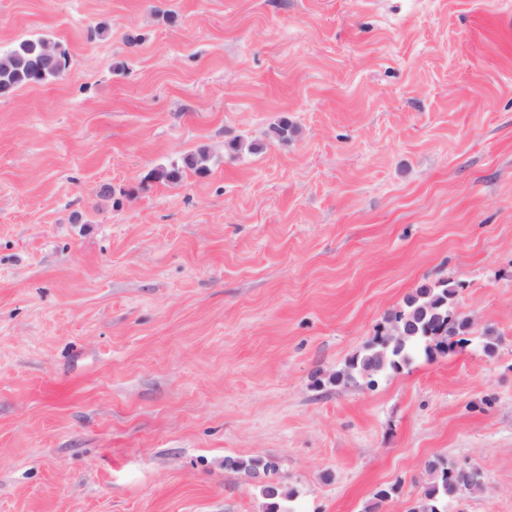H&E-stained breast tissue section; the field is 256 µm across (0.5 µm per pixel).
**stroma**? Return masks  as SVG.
Returning a JSON list of instances; mask_svg holds the SVG:
<instances>
[{"label": "stroma", "mask_w": 512, "mask_h": 512, "mask_svg": "<svg viewBox=\"0 0 512 512\" xmlns=\"http://www.w3.org/2000/svg\"><path fill=\"white\" fill-rule=\"evenodd\" d=\"M38 37L66 70L0 97V512H411L435 458L485 473L446 512H512V0H0V52ZM441 282L446 354L330 384Z\"/></svg>", "instance_id": "35a3bbf8"}]
</instances>
